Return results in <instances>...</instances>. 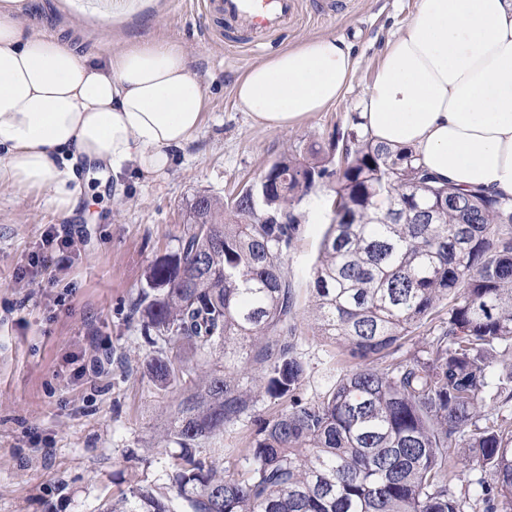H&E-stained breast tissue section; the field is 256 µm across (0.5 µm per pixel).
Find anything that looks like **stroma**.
<instances>
[{
    "label": "stroma",
    "mask_w": 512,
    "mask_h": 512,
    "mask_svg": "<svg viewBox=\"0 0 512 512\" xmlns=\"http://www.w3.org/2000/svg\"><path fill=\"white\" fill-rule=\"evenodd\" d=\"M297 24L261 47L208 38L190 19L193 0H25L22 18L62 32L85 56L103 59L147 36L179 44L193 61L205 106L202 125L165 172L115 178L93 169L73 212L49 211L41 196L0 192V512H102L136 483L163 485L171 449L153 447L167 422L169 395L141 368L150 354L130 317L147 267L173 249L195 195L226 197L251 184L294 145L327 144L352 126L387 42L414 15L418 0H301ZM354 45L358 66L344 98L287 130L252 125L233 96L236 78L269 54L318 36ZM326 179L299 207L301 232L288 254L300 316L299 355L306 397L323 393L329 372L348 366L336 345L317 336L308 315L312 268L330 221ZM49 224H71L85 245L64 278L17 282ZM98 333L129 374L76 384L72 357ZM48 438L34 446L30 433Z\"/></svg>",
    "instance_id": "35a3bbf8"
}]
</instances>
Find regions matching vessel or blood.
<instances>
[{
  "mask_svg": "<svg viewBox=\"0 0 512 512\" xmlns=\"http://www.w3.org/2000/svg\"><path fill=\"white\" fill-rule=\"evenodd\" d=\"M198 22L216 39L258 43L292 27L300 0H199Z\"/></svg>",
  "mask_w": 512,
  "mask_h": 512,
  "instance_id": "vessel-or-blood-1",
  "label": "vessel or blood"
}]
</instances>
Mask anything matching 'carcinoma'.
I'll return each instance as SVG.
<instances>
[{"label": "carcinoma", "mask_w": 512, "mask_h": 512, "mask_svg": "<svg viewBox=\"0 0 512 512\" xmlns=\"http://www.w3.org/2000/svg\"><path fill=\"white\" fill-rule=\"evenodd\" d=\"M264 173L263 188L189 201L145 274V376L174 393L154 440L179 452L166 490L137 484L103 512H512V370L492 369L512 350V197L435 181L356 114L324 156L292 146ZM332 176L310 314L354 364L309 399L288 252L300 203ZM445 300L423 354L386 363ZM264 397L285 405L263 417ZM244 416L245 466L226 477L217 442ZM460 463L494 482L450 490Z\"/></svg>", "instance_id": "obj_1"}]
</instances>
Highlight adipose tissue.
<instances>
[{
  "label": "adipose tissue",
  "instance_id": "1",
  "mask_svg": "<svg viewBox=\"0 0 512 512\" xmlns=\"http://www.w3.org/2000/svg\"><path fill=\"white\" fill-rule=\"evenodd\" d=\"M0 0V190L77 202L87 162L157 175L199 131L203 84L177 44L146 40L99 62ZM357 61L339 36L249 66L234 96L252 124L291 129L338 102ZM379 143L412 149L441 181L512 197V0H419L361 102Z\"/></svg>",
  "mask_w": 512,
  "mask_h": 512
}]
</instances>
